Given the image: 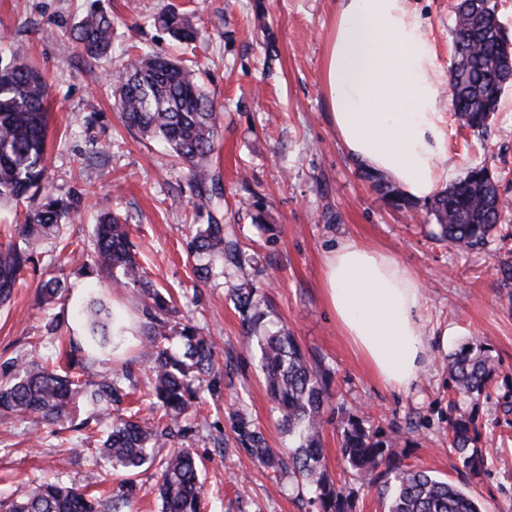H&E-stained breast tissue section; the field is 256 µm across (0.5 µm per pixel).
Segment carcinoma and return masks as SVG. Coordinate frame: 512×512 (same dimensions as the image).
I'll use <instances>...</instances> for the list:
<instances>
[{
  "mask_svg": "<svg viewBox=\"0 0 512 512\" xmlns=\"http://www.w3.org/2000/svg\"><path fill=\"white\" fill-rule=\"evenodd\" d=\"M152 22L181 42L196 39V30L173 8L153 16ZM71 38L86 56H107L112 50V17L90 9L72 29ZM452 43L448 68L452 106L462 126L485 134L502 92L512 83V71L504 69L512 49L498 18L497 0H457ZM23 56L17 48L11 62L0 64V201L30 198L36 206L22 227L25 246L10 242L0 248L1 305L10 301L23 273L37 266L34 246L58 238L80 203L71 194L41 192L46 173L47 85L38 71L22 61ZM114 82L127 126L169 146L171 155L188 167L197 210L208 214L207 223L198 225L187 243L190 254L200 261L194 268L197 278L201 282L232 278L233 270L242 269L249 259L214 216L223 198V187L210 164L217 139L214 99L202 89L191 66L146 51L129 59ZM364 178L390 207L415 209L383 176L366 172ZM430 212L436 221V238L457 250L483 248L504 212L498 180L486 167L471 165L434 196ZM84 269L107 288L132 285L140 289L143 336L152 363V418L141 421L135 414L117 418L101 442V458L129 476L159 464L161 512H202L203 487L193 452L181 448L158 461L156 449L192 433L201 395L219 388L220 378L213 369L214 344L190 321L179 318L172 297L147 278L126 224L109 209L94 226L93 250ZM39 288L45 299L53 300L67 285L51 276ZM233 296L248 343L281 414L280 426L294 441L286 453L269 447L260 428L238 410L231 415L237 447L262 466L301 481L318 512H354L351 495L323 471L321 435L331 399L325 369L306 356L285 325L268 324V300L258 289L238 287ZM78 316L86 326V345L71 347L64 369L40 355L15 362L0 375V414L56 425L69 420L78 397L108 417L112 407L122 405L127 392L112 375L93 381L73 375L94 350L121 340L112 310L94 301ZM448 372L456 395L479 397L488 389L495 367L483 345L468 341L448 354ZM475 431L472 419L464 414L448 421V448L476 476L485 457L472 447ZM399 444L397 432L382 436L353 415L343 422V458L358 477L377 488L386 512H482L471 493L457 485L426 470L393 465ZM98 506L94 495L61 479L32 483L15 501L0 500V512H100Z\"/></svg>",
  "mask_w": 512,
  "mask_h": 512,
  "instance_id": "carcinoma-1",
  "label": "carcinoma"
}]
</instances>
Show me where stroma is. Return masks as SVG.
Segmentation results:
<instances>
[{
  "label": "stroma",
  "instance_id": "1",
  "mask_svg": "<svg viewBox=\"0 0 512 512\" xmlns=\"http://www.w3.org/2000/svg\"><path fill=\"white\" fill-rule=\"evenodd\" d=\"M456 0H410L426 27L435 63L447 74ZM336 0H0V58L23 46L49 88L46 179L57 193L81 199L60 244L45 245L10 302L0 305V367L28 357L32 346L58 354L62 345L46 319H64L74 342L86 330L77 305L104 301L123 326L120 345L97 350L83 371L93 380L131 375L132 408L150 417L145 397L150 360L143 356L144 319L139 289L97 287L81 266L92 249L101 201L126 218L130 239L148 277L168 289L182 314L192 316L216 347L221 384L206 395L188 442L204 484V512H316L307 490L274 478L247 453L235 450L229 419L239 410L263 431L270 447L291 440L279 425L255 354L244 343L241 316L223 280L199 282L187 250L195 225V191L186 165L161 145L128 129L111 95L113 70L143 49L187 61L203 88L223 106L213 168L225 204L219 216L235 226L262 271L254 283L271 301L269 318L284 322L300 345L320 358L329 376L331 407L322 446L324 471L355 500V512H383L376 489L363 485L342 457L340 424L349 415L372 430L400 432V462L469 486L485 512H512V209L486 248L464 252L434 239L427 202L414 217L390 210L372 190L336 137L322 86L325 40ZM112 18L114 51L95 60L78 53L69 32L89 7ZM186 14L198 37L186 45L149 22L166 7ZM448 161L481 164L512 199V86L505 89L487 135L461 128L448 99ZM264 201L257 225L256 201ZM356 240L393 256L422 284L425 332L444 328L447 342L431 351L410 387L384 388L349 346L323 289L324 259L338 244ZM54 274L68 284L64 298L47 304L39 282ZM484 344L495 373L486 396L461 405L471 416L487 465L466 470L448 449L454 412L447 356L462 342ZM83 433L33 419H0V497L20 494L29 481L58 475L84 484L90 456L109 419L77 403Z\"/></svg>",
  "mask_w": 512,
  "mask_h": 512
}]
</instances>
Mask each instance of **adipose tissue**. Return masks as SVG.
<instances>
[{
  "instance_id": "obj_1",
  "label": "adipose tissue",
  "mask_w": 512,
  "mask_h": 512,
  "mask_svg": "<svg viewBox=\"0 0 512 512\" xmlns=\"http://www.w3.org/2000/svg\"><path fill=\"white\" fill-rule=\"evenodd\" d=\"M323 85L336 134L362 169L423 200L455 180L434 52L409 0H338ZM327 302L350 345L388 390H405L429 348L422 286L390 255L354 241L325 258Z\"/></svg>"
}]
</instances>
